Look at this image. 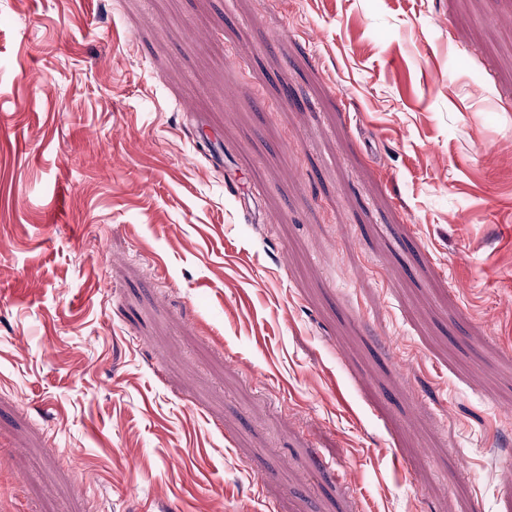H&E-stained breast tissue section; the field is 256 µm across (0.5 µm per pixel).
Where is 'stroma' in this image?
<instances>
[{"instance_id":"stroma-1","label":"stroma","mask_w":512,"mask_h":512,"mask_svg":"<svg viewBox=\"0 0 512 512\" xmlns=\"http://www.w3.org/2000/svg\"><path fill=\"white\" fill-rule=\"evenodd\" d=\"M0 512H512V0H0Z\"/></svg>"}]
</instances>
